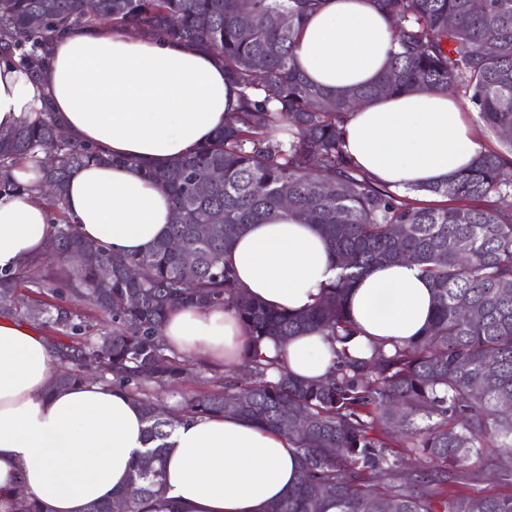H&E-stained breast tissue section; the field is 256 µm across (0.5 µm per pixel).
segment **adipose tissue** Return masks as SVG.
I'll use <instances>...</instances> for the list:
<instances>
[{
	"instance_id": "1",
	"label": "adipose tissue",
	"mask_w": 512,
	"mask_h": 512,
	"mask_svg": "<svg viewBox=\"0 0 512 512\" xmlns=\"http://www.w3.org/2000/svg\"><path fill=\"white\" fill-rule=\"evenodd\" d=\"M395 47L393 29L371 0H326L308 18L295 64L314 83L350 88L373 82ZM238 86L210 54L180 44L100 27L55 39L39 79L0 54V131L50 107L73 140L120 157L117 165L74 169L66 208L84 238L115 253L141 255L169 232L170 196L147 180L161 165L208 141L235 110ZM345 148L372 178L402 192L448 180L470 167L481 143L460 103L445 92L378 99L357 107L344 127ZM52 227L30 194L0 197V272L43 253ZM247 296L290 313L306 310L334 279V256L312 225L293 218L253 224L224 256ZM357 333L351 357L370 343H405L424 330L432 291L418 267L375 269L349 289ZM163 334L177 353L241 363L249 337L235 312L178 309ZM262 357L292 374L324 378L336 358L319 332L284 346L260 342ZM58 361L27 323L0 316V512L16 493L49 512H84L94 500L124 492L146 423L124 393L86 380L53 388ZM166 497L175 512H263L296 481L299 458L286 434L236 416L181 422L168 440Z\"/></svg>"
}]
</instances>
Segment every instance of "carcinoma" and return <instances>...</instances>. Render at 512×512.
Returning <instances> with one entry per match:
<instances>
[{"mask_svg": "<svg viewBox=\"0 0 512 512\" xmlns=\"http://www.w3.org/2000/svg\"><path fill=\"white\" fill-rule=\"evenodd\" d=\"M373 3L399 49L374 83L330 91L294 64L301 22L323 0H0V51L18 56L33 79L56 37L105 21L200 47L240 88L238 107L209 142L143 168L173 203L168 237L144 255L107 252L80 236L67 213L71 171L116 159L71 140L51 112L0 131V197L29 192L45 200L53 224L43 255L0 274V314L55 332L53 348L67 367L53 387L86 380L92 360L94 379L126 392L147 423L151 466L138 461L122 495L92 501L86 512H174L163 484L166 440L184 418L217 415L276 432L292 426L298 478L268 512H326L330 505L339 512H512V495L447 492L445 470L432 492L414 490L397 470L395 451L404 443L431 461L462 466L493 437L497 451L512 453V411L502 408L512 402V212L491 204L512 194L503 177L512 168V137L482 150L465 173L415 189L443 198L435 205L375 182L342 137L355 106L424 90L469 102L499 134L512 129V0H485L482 11L470 0ZM245 4L253 18L247 28ZM47 151L56 162L42 167L41 183L18 184L14 168ZM285 183L293 188L288 209L326 239L337 269L315 304L295 314L246 296L224 266V252L249 225L279 217ZM174 240L196 254L193 264L171 247ZM394 262L417 265L431 283L434 312L422 336L392 353L373 343L368 358L343 351L321 380L284 367L267 379L261 341L281 345L308 331L346 341L355 334L345 305L350 284ZM217 305L233 309L251 338L246 377L180 355L163 339L171 311ZM75 306L101 313L108 325L89 335ZM195 379L213 389L180 394L175 411L152 397L156 388Z\"/></svg>", "mask_w": 512, "mask_h": 512, "instance_id": "carcinoma-1", "label": "carcinoma"}]
</instances>
